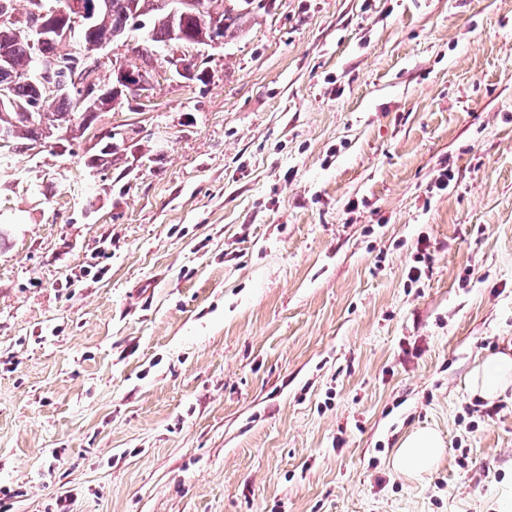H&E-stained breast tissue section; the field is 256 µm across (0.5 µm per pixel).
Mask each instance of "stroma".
I'll use <instances>...</instances> for the list:
<instances>
[{
  "instance_id": "obj_1",
  "label": "stroma",
  "mask_w": 512,
  "mask_h": 512,
  "mask_svg": "<svg viewBox=\"0 0 512 512\" xmlns=\"http://www.w3.org/2000/svg\"><path fill=\"white\" fill-rule=\"evenodd\" d=\"M203 53L97 175L0 154V512H512V388L469 386L512 349V0H268ZM441 448L443 441L435 430H414L401 440L398 448H395L393 468L410 479H421L438 464Z\"/></svg>"
}]
</instances>
